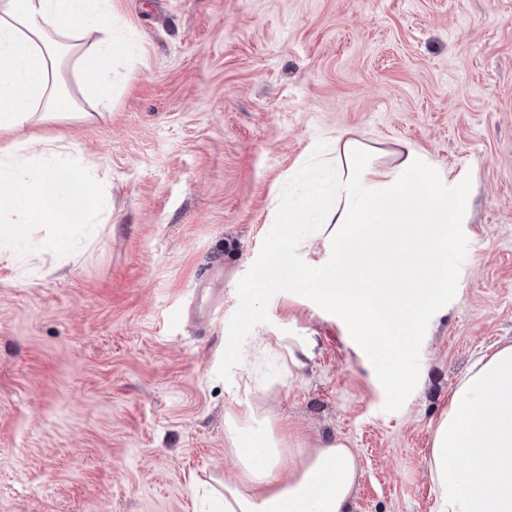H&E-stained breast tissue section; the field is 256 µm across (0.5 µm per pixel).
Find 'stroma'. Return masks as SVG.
I'll return each mask as SVG.
<instances>
[{"label":"stroma","instance_id":"obj_1","mask_svg":"<svg viewBox=\"0 0 512 512\" xmlns=\"http://www.w3.org/2000/svg\"><path fill=\"white\" fill-rule=\"evenodd\" d=\"M137 54L111 107L33 133L112 180L109 223L0 262V512H197L233 463L224 412L265 403L301 444L340 437L351 512H433L431 431L471 358L512 341V0H114ZM403 141L468 186L455 283L378 384L356 337L290 286L274 191L330 137ZM275 263L278 285L256 284ZM210 281L213 297H197ZM315 337L238 391L225 338Z\"/></svg>","mask_w":512,"mask_h":512}]
</instances>
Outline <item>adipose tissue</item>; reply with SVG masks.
<instances>
[{
	"instance_id": "adipose-tissue-1",
	"label": "adipose tissue",
	"mask_w": 512,
	"mask_h": 512,
	"mask_svg": "<svg viewBox=\"0 0 512 512\" xmlns=\"http://www.w3.org/2000/svg\"><path fill=\"white\" fill-rule=\"evenodd\" d=\"M135 51L112 0H0V244L49 224L60 247L76 226L107 223L104 178L69 145L28 128L87 117L88 100L111 107L117 64ZM68 69L81 76L84 101L69 94ZM300 176L299 201L271 200L273 223L300 257L299 279L370 352L378 380L404 392L412 378L396 330L448 296L444 250L449 225L465 215L466 186L407 143L382 148L350 134ZM316 346L310 337L256 336L250 349L229 341L224 352L249 392L253 354L297 368ZM224 426L237 474L221 485L222 512H350L360 463L347 440L293 451L269 412L251 404L227 409ZM427 468L434 512H512V342L469 363L431 432Z\"/></svg>"
}]
</instances>
